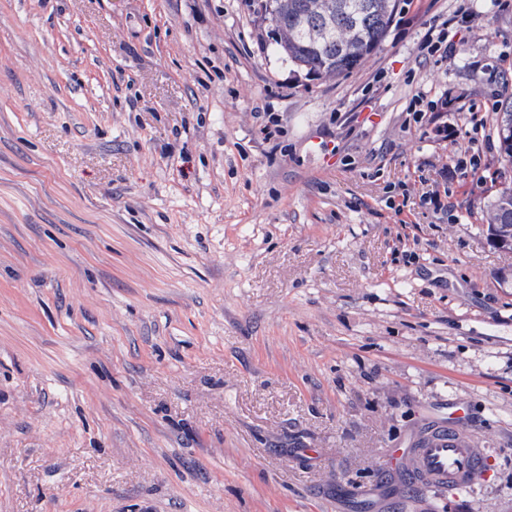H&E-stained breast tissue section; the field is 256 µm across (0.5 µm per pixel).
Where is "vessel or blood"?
I'll use <instances>...</instances> for the list:
<instances>
[{"label":"vessel or blood","mask_w":512,"mask_h":512,"mask_svg":"<svg viewBox=\"0 0 512 512\" xmlns=\"http://www.w3.org/2000/svg\"><path fill=\"white\" fill-rule=\"evenodd\" d=\"M400 455L423 485L452 491L476 483L485 460L478 444L446 430L428 432Z\"/></svg>","instance_id":"obj_1"}]
</instances>
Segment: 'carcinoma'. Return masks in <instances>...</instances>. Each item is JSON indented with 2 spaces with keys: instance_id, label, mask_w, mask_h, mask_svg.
<instances>
[{
  "instance_id": "obj_1",
  "label": "carcinoma",
  "mask_w": 512,
  "mask_h": 512,
  "mask_svg": "<svg viewBox=\"0 0 512 512\" xmlns=\"http://www.w3.org/2000/svg\"><path fill=\"white\" fill-rule=\"evenodd\" d=\"M396 0H273L264 15L279 53L320 79L351 72L382 43ZM485 223L494 239L512 241V183L488 204Z\"/></svg>"
}]
</instances>
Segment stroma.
<instances>
[{
	"label": "stroma",
	"mask_w": 512,
	"mask_h": 512,
	"mask_svg": "<svg viewBox=\"0 0 512 512\" xmlns=\"http://www.w3.org/2000/svg\"><path fill=\"white\" fill-rule=\"evenodd\" d=\"M247 3L0 0V512H512L500 151L450 171L469 115L404 112L512 102V8L397 0L323 80ZM433 428L485 448L467 491L386 464ZM441 26L442 28L437 35L436 41L434 39L428 41L425 47L428 57L433 58L435 63H438L440 60L454 58L457 51L452 37L449 38L448 19L442 22ZM440 103V109L437 110L438 107L434 108L433 105H431L430 109L432 112H441L443 109L447 108L448 110H454L455 112H469L471 115V121L473 123V129L483 128L485 123V117L481 116L478 119V112H486L485 105L483 106L481 104H478L474 101L468 100L464 101L461 96H455L453 97L451 92L448 91L447 98L443 99L442 97L437 100V104ZM436 104V106H437ZM482 107H484V110H482ZM485 223L494 240L512 241V183L504 182L501 190L488 204Z\"/></svg>",
	"instance_id": "stroma-1"
}]
</instances>
